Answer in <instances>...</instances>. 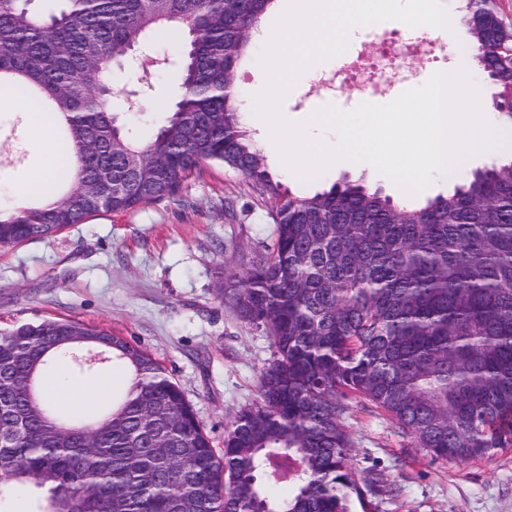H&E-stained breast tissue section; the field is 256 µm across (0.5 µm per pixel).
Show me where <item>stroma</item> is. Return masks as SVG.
Listing matches in <instances>:
<instances>
[{
    "label": "stroma",
    "instance_id": "stroma-1",
    "mask_svg": "<svg viewBox=\"0 0 512 512\" xmlns=\"http://www.w3.org/2000/svg\"><path fill=\"white\" fill-rule=\"evenodd\" d=\"M457 21L455 36L440 54L407 25L391 20L365 28L346 51L302 73L281 104L283 116L303 122L316 104L350 111L363 103L387 104L391 95L423 86L430 70L455 62L471 81L494 94L479 66L469 65L472 40L461 21V0H442ZM408 45V67L389 91L373 92L337 82L348 65L368 68L382 34ZM148 49L165 64L133 103L114 109L134 136L153 137L164 109L180 96L177 64L185 39L160 33ZM28 111L0 104V209L23 206L16 194L39 169ZM492 155L465 161L412 196L418 204L445 195L474 171L493 167ZM361 183L381 195L404 193L376 169L354 163L332 166L314 179L283 178L284 188L315 193L333 184ZM275 227L268 206L251 194L244 177L204 163L173 199L103 214L68 226L57 236L0 248V331L45 318H66L107 329L148 351L166 368L192 405L216 452L234 415L256 397L257 376L272 356L270 338L243 324L219 288L227 273L242 274L254 255L272 245ZM345 427L351 440L348 465L362 491L354 512H512V448L465 462L436 457L399 430L371 402L353 399Z\"/></svg>",
    "mask_w": 512,
    "mask_h": 512
}]
</instances>
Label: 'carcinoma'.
I'll return each instance as SVG.
<instances>
[{"instance_id":"obj_1","label":"carcinoma","mask_w":512,"mask_h":512,"mask_svg":"<svg viewBox=\"0 0 512 512\" xmlns=\"http://www.w3.org/2000/svg\"><path fill=\"white\" fill-rule=\"evenodd\" d=\"M58 16L0 0V86L59 116L65 175L0 219V247L175 197L202 162L241 173L270 201V252L225 276L224 299L271 337L258 399L217 455L165 368L138 344L79 321L0 332V478L39 490L35 512H350L345 400L374 403L450 461L512 447V155L420 205L362 184L283 188L244 130L235 73L275 0H65ZM492 106L512 126V26L465 0ZM186 33L181 98L155 139L112 112L111 71L154 31ZM111 345L130 374L89 422L42 385L73 359L62 336Z\"/></svg>"}]
</instances>
